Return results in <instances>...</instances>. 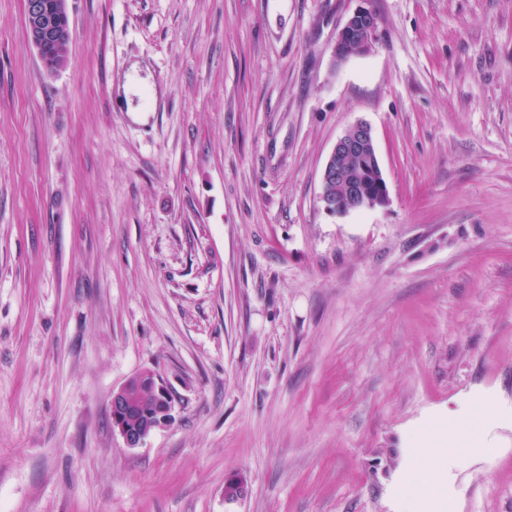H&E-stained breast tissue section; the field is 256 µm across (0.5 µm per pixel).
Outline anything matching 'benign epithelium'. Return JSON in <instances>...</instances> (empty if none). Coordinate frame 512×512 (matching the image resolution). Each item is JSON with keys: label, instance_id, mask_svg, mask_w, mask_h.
Returning <instances> with one entry per match:
<instances>
[{"label": "benign epithelium", "instance_id": "7a95c632", "mask_svg": "<svg viewBox=\"0 0 512 512\" xmlns=\"http://www.w3.org/2000/svg\"><path fill=\"white\" fill-rule=\"evenodd\" d=\"M25 19L29 39L39 58H44L46 53L59 58L71 36L67 0H25ZM376 28V14L367 7L357 8L336 37V61L342 62L351 54L367 52ZM353 158L364 165L365 174L351 179L343 193L333 195L332 185L339 180L345 164ZM371 179L375 188L368 193L365 183ZM320 187L322 207L334 215L372 209L387 203L388 188L374 149L372 128L367 122L354 123L336 141L321 171ZM143 389L151 392L153 402L150 409L141 412L132 403V393ZM175 407V398L157 376L140 372L112 391V430L120 435L126 447L138 448L156 429L174 420Z\"/></svg>", "mask_w": 512, "mask_h": 512}]
</instances>
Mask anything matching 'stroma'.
<instances>
[{
	"mask_svg": "<svg viewBox=\"0 0 512 512\" xmlns=\"http://www.w3.org/2000/svg\"><path fill=\"white\" fill-rule=\"evenodd\" d=\"M67 11L51 72L0 0V512H512V0ZM359 120L389 202L332 215ZM145 370L176 415L129 448ZM377 28L376 14L367 7L357 8L338 32L334 46L337 62H343L351 54L366 53ZM143 389L151 392L153 402L150 409L141 412L132 403V393ZM175 407V398L157 376L140 372L112 391V430L120 435L126 447L138 448L156 429L174 420ZM459 440V436L456 435L451 443H448V448H444V446H438V442H432L429 444L428 448H426L425 453L423 454L420 470L416 474H412L406 477V484L410 485H422L423 480L422 477H425L431 482L435 483L437 479L436 472V463L443 455H450L454 452H457L462 444H457ZM457 444V445H456Z\"/></svg>",
	"mask_w": 512,
	"mask_h": 512,
	"instance_id": "35a3bbf8",
	"label": "stroma"
}]
</instances>
